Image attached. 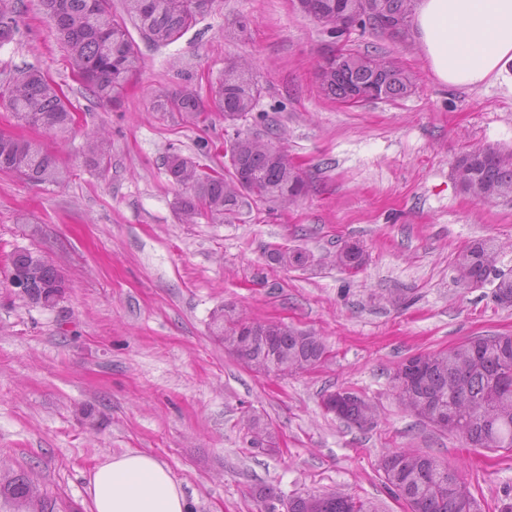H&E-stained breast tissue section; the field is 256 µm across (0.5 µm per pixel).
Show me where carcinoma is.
Here are the masks:
<instances>
[{
  "instance_id": "1",
  "label": "carcinoma",
  "mask_w": 512,
  "mask_h": 512,
  "mask_svg": "<svg viewBox=\"0 0 512 512\" xmlns=\"http://www.w3.org/2000/svg\"><path fill=\"white\" fill-rule=\"evenodd\" d=\"M216 0H124V13L112 10V0H41L42 10L66 48L72 71L81 78L84 97L93 105L112 104L120 99L139 60L138 44L130 33L135 28L142 40L167 46L180 39L212 10ZM305 11L320 20L323 29L336 34V22L348 16L369 20L383 12L388 17L411 19L415 0H304ZM22 0H0V46L21 32ZM324 95L343 100L354 89L377 87L374 99H390L411 92L410 77L394 61L380 55L358 54L351 65L339 72L317 74ZM11 89L6 107L18 124L42 129L65 143L73 132L71 103L54 83L35 67L16 71L9 79ZM263 92L262 85L237 62L224 67V74L211 90L210 109L220 113L224 123L234 126L253 111ZM162 112H178L197 119L205 106L190 83L160 95ZM234 155L246 173L239 184L232 173L220 174L192 158L172 152L162 165L171 181L185 190L175 208L186 222L201 216L213 223L229 222L251 204H291L306 196L309 185L288 169V160H275L266 143L236 135ZM87 161L99 167L108 162L110 147L96 131L86 133ZM0 171H13L39 183H53L60 177L57 158L41 143L0 133ZM461 190L476 201L488 196L512 195V150L486 148L480 155H461L453 168ZM276 264L303 265L300 251L277 250L269 255ZM339 265L357 269L364 263L363 249L343 247L336 254ZM10 283H15L22 267L33 266L37 275L25 280L22 293L44 307L57 304L51 294L65 284L64 278L41 254L23 249L12 255ZM458 280L470 282L477 270L492 271L493 297L504 308L512 307V273L495 268V252L479 241L457 252ZM213 333L224 342V349L247 367L262 372L268 368V355L259 342L245 345L238 328L225 310L212 315ZM280 360L298 372L318 364L326 354L320 337L312 333L302 338L293 329L279 330ZM425 357L431 362L426 372L399 403L416 413L432 400L448 411L458 413L456 425L448 429L465 445L491 451H512V336H477L447 350L411 355L399 363ZM341 419L363 430L372 427L377 410L356 395L342 411ZM386 490L408 502L410 512H461L458 497L448 491L463 482L458 472L428 453L402 448L389 450L379 462ZM0 495L32 507V512H53L48 503L34 495L31 480L18 475L0 483ZM261 502L287 503V512H378L375 505L340 492L294 493L286 496L272 488L257 492Z\"/></svg>"
}]
</instances>
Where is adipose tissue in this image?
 <instances>
[{"label": "adipose tissue", "instance_id": "1", "mask_svg": "<svg viewBox=\"0 0 512 512\" xmlns=\"http://www.w3.org/2000/svg\"><path fill=\"white\" fill-rule=\"evenodd\" d=\"M412 21L435 79L473 90L512 64V0H416ZM91 512H189L170 468L156 455L127 450L99 458L88 476Z\"/></svg>", "mask_w": 512, "mask_h": 512}]
</instances>
